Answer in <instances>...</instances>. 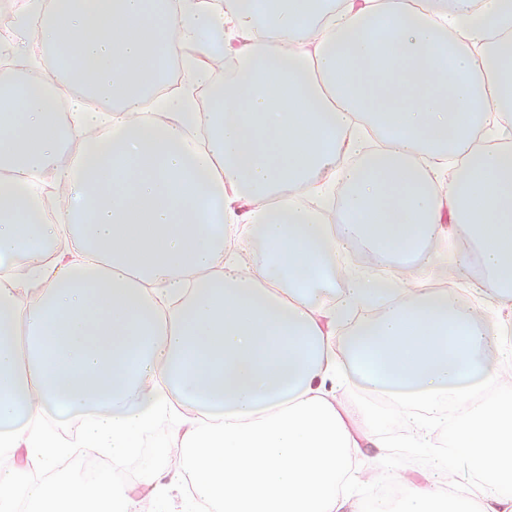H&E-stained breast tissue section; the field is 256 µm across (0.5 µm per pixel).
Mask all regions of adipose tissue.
<instances>
[{"label": "adipose tissue", "instance_id": "adipose-tissue-1", "mask_svg": "<svg viewBox=\"0 0 512 512\" xmlns=\"http://www.w3.org/2000/svg\"><path fill=\"white\" fill-rule=\"evenodd\" d=\"M164 2L27 0L0 36V512H155L159 476L112 470L173 420L161 470L220 512H386L382 486L397 512H512V0ZM229 29L251 40L199 108ZM55 57L91 88L66 97ZM172 58L190 87L153 97ZM359 246L411 268L353 274ZM449 251L487 307L430 287ZM368 444L434 454L417 475ZM89 455L95 480L61 475Z\"/></svg>", "mask_w": 512, "mask_h": 512}]
</instances>
